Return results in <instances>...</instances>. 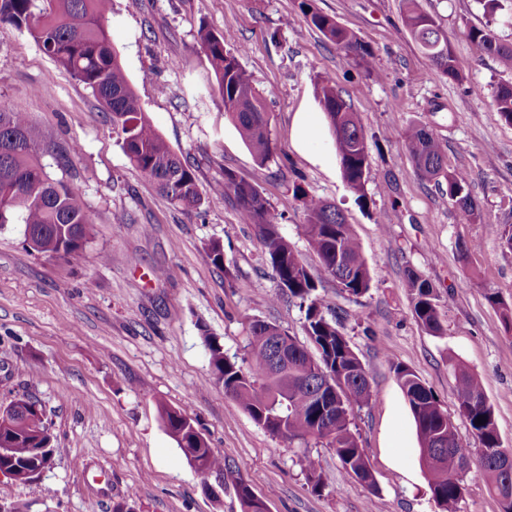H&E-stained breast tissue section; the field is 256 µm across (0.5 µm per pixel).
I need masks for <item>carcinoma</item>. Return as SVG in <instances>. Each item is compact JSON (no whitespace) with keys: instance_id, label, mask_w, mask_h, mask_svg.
<instances>
[{"instance_id":"cac0c4a2","label":"carcinoma","mask_w":512,"mask_h":512,"mask_svg":"<svg viewBox=\"0 0 512 512\" xmlns=\"http://www.w3.org/2000/svg\"><path fill=\"white\" fill-rule=\"evenodd\" d=\"M405 3L403 24L421 52L442 74L458 79V62L445 52L434 19L421 9L418 0ZM307 6V0H302L303 15L325 38L352 50L343 54V60L370 66L372 54L355 33ZM111 9L112 0H0V24L27 32L61 70L90 87L102 110L109 114L112 134L129 163L175 208L188 214L197 212L204 197L195 170L157 133L133 91L114 49L112 33L105 26ZM198 37L225 114L258 165H266L273 157L269 116L251 75L239 62L240 51L228 49L224 35L203 25L199 26ZM468 38L476 57L490 55L512 71V46L499 42L492 30L470 29ZM316 96L334 137L343 179L362 198L370 156L357 112L329 78L318 81ZM495 108L500 120L512 125V84L498 87ZM405 141L417 173L445 183L448 201L464 217L474 218L478 206L468 177L446 167L444 146L428 126L408 125ZM47 150L64 173L71 165V155L78 153L75 145L67 150L52 148L49 137L24 113L0 106V228L22 224L24 231L30 233L31 251L60 259L75 258L93 238L95 225L79 189L65 178H52L46 172L42 156ZM210 192L233 194L241 223L255 228L280 293L300 301L303 330L309 341L305 346L274 324L255 322L250 331L248 358L239 363L205 332L203 342L214 382L223 385L224 394L264 429H275L290 441L325 440L347 476L374 487L369 463L350 428L354 408H361L372 399L369 373L336 318L324 311L316 294L321 281L282 233L281 214L255 184L226 170L223 180L210 185ZM294 192L304 200L305 224L301 225V232L320 260V275L336 282V287L350 299L367 293L372 277L352 225L334 204L299 188ZM205 252L215 267L224 268L221 241H210ZM406 282L413 296L416 320L429 333L444 334L438 313L439 295L431 282L413 269L406 271ZM284 335L288 339L286 382L274 364V337ZM451 368L459 413L468 421L478 448L500 447L502 440L484 393L483 377L460 363H451ZM395 373L414 419L420 449L435 452V461L424 468L432 497L440 512H458L463 496L460 452L467 453L469 449L433 391L406 367L396 365ZM10 408L13 413L9 419L0 422V470L21 475L47 467L58 448L53 444L43 406L24 396L11 402ZM326 415L331 428L325 433L317 423ZM159 416L187 461L199 462L202 474L224 480V457L209 451L207 440L185 411L161 404ZM480 416L485 420L479 424ZM476 462L487 477L491 492L499 494L502 473L483 466L481 455ZM299 465L313 489L324 487L318 460L304 455Z\"/></svg>"}]
</instances>
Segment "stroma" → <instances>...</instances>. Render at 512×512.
Instances as JSON below:
<instances>
[{
    "label": "stroma",
    "instance_id": "obj_1",
    "mask_svg": "<svg viewBox=\"0 0 512 512\" xmlns=\"http://www.w3.org/2000/svg\"><path fill=\"white\" fill-rule=\"evenodd\" d=\"M301 0H112L107 25L151 122L194 167L208 194L185 214L130 165L93 90L60 70L28 34L0 25V105L26 113L61 147L79 145L70 175L96 236L77 259L29 251L23 227L0 230V403L35 396L52 425L57 453L39 478L0 475L6 512H240L244 479L269 512H439L420 462L416 427L395 365L413 371L454 416L463 440L449 364L485 380L505 447L512 448V331L499 302L512 304V252L500 233L512 225V125L500 121L497 88L512 84L491 56L475 58L467 31L492 29L512 45L511 12L481 0H420L462 75H443L402 22V0H310L353 30L373 53L366 68L341 59L306 22ZM206 25L240 49L270 114L274 155L258 166L224 112L197 30ZM333 81L352 104L370 153L366 198L346 186L315 93ZM317 128L298 138L300 114ZM426 124L446 148L448 169L464 171L478 204L464 219L444 191L421 178L404 132ZM255 183L281 213V229L312 272L320 264L301 234L293 193L335 204L353 224L373 281L358 300L334 282L317 294L337 312L369 372L373 398L354 409L352 429L375 488L345 476L333 449L285 441L257 425L213 381L202 336L244 358L250 327L263 321L305 342L298 300L275 299L276 283L250 225L231 196L209 192L225 170ZM121 223H113V216ZM224 245V266L205 246ZM441 296L446 330L435 336L413 315L405 271ZM498 304H491L489 295ZM186 410L224 457L223 488L210 491L167 434L159 403ZM319 460L325 486L313 491L297 460ZM459 512H501L478 467L463 476Z\"/></svg>",
    "mask_w": 512,
    "mask_h": 512
}]
</instances>
